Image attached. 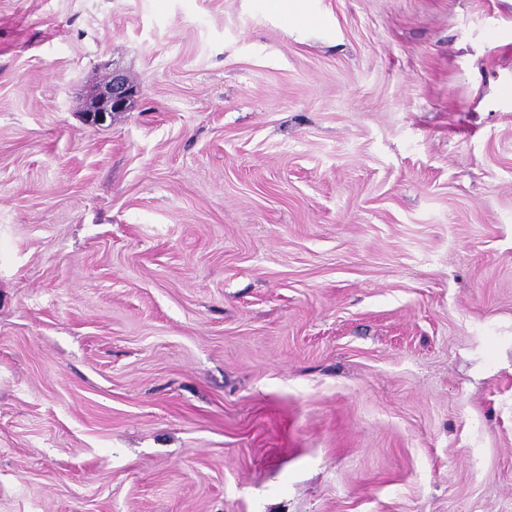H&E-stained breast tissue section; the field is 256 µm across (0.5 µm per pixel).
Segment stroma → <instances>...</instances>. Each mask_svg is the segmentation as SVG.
Wrapping results in <instances>:
<instances>
[{
	"label": "stroma",
	"mask_w": 512,
	"mask_h": 512,
	"mask_svg": "<svg viewBox=\"0 0 512 512\" xmlns=\"http://www.w3.org/2000/svg\"><path fill=\"white\" fill-rule=\"evenodd\" d=\"M0 512H512V0H0ZM135 93L133 85L129 84L126 77L122 73L113 71L109 83L85 112L92 122H97L104 112L126 111Z\"/></svg>",
	"instance_id": "stroma-1"
}]
</instances>
